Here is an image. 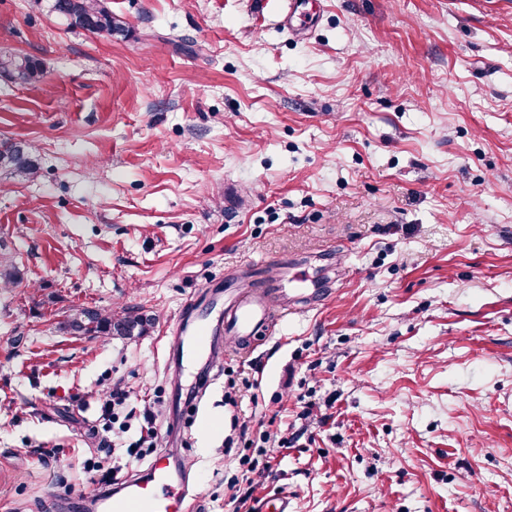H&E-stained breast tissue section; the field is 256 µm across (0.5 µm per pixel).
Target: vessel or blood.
<instances>
[{
	"mask_svg": "<svg viewBox=\"0 0 512 512\" xmlns=\"http://www.w3.org/2000/svg\"><path fill=\"white\" fill-rule=\"evenodd\" d=\"M262 279L245 288L225 285L224 297H215L210 289L195 293L180 314L175 336L182 343L187 358L210 356L220 364V351H206L209 333L207 322L217 317L226 342L239 352L254 349L256 336L268 333L271 311L289 315L295 310L297 297L319 295L318 283L309 275L271 262H263ZM172 448L162 449L143 477L121 482L112 495L100 497L101 512H201V501L189 494L184 473Z\"/></svg>",
	"mask_w": 512,
	"mask_h": 512,
	"instance_id": "obj_1",
	"label": "vessel or blood"
}]
</instances>
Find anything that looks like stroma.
I'll use <instances>...</instances> for the list:
<instances>
[{"mask_svg": "<svg viewBox=\"0 0 512 512\" xmlns=\"http://www.w3.org/2000/svg\"><path fill=\"white\" fill-rule=\"evenodd\" d=\"M105 3L128 38L0 0V55L43 70L0 72V142L38 161L0 174V512H76L116 382L161 447L193 413L202 512H512V0H305L303 34L291 0ZM250 260L324 292L194 402L172 331ZM82 308L153 324L82 336ZM0 67L10 70L15 80L21 84H31L36 82L40 78L42 72L38 61L22 55H14L10 57L1 56Z\"/></svg>", "mask_w": 512, "mask_h": 512, "instance_id": "1", "label": "stroma"}]
</instances>
